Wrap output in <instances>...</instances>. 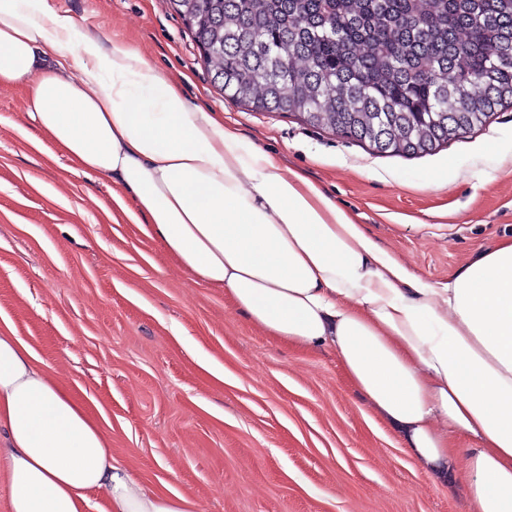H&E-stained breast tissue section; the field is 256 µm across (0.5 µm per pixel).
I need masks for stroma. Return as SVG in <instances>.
Masks as SVG:
<instances>
[{
    "label": "stroma",
    "mask_w": 512,
    "mask_h": 512,
    "mask_svg": "<svg viewBox=\"0 0 512 512\" xmlns=\"http://www.w3.org/2000/svg\"><path fill=\"white\" fill-rule=\"evenodd\" d=\"M50 3L135 46L191 110L303 172L418 277L448 282L512 237V108L431 154H379L224 98L168 0ZM30 99L0 88V331L85 405L134 480L201 512H465L466 482L416 461L334 350L265 336L144 238L107 179L34 146Z\"/></svg>",
    "instance_id": "1"
}]
</instances>
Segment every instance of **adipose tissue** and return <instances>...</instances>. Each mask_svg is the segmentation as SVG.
<instances>
[{
  "label": "adipose tissue",
  "mask_w": 512,
  "mask_h": 512,
  "mask_svg": "<svg viewBox=\"0 0 512 512\" xmlns=\"http://www.w3.org/2000/svg\"><path fill=\"white\" fill-rule=\"evenodd\" d=\"M31 89V122L182 270L266 336L333 348L413 456L461 469L467 512H512V237L448 283L416 276L303 174L191 111L135 47L80 29L50 0H0V87ZM0 434L11 512H198L142 487L101 426L27 345L0 332ZM470 446L456 458V438Z\"/></svg>",
  "instance_id": "ef3b65f1"
}]
</instances>
